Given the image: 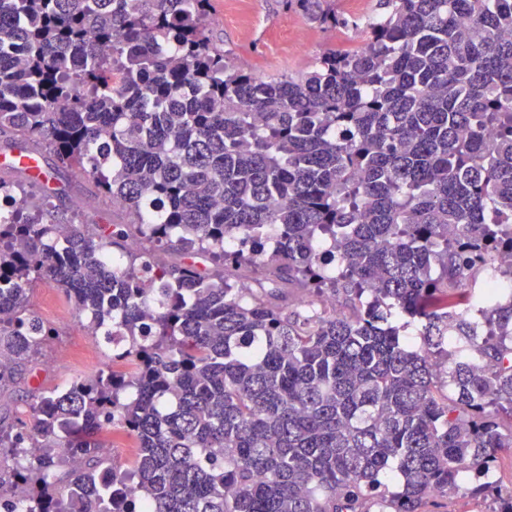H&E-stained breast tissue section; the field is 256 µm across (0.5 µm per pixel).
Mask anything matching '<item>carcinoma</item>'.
I'll use <instances>...</instances> for the list:
<instances>
[{
    "mask_svg": "<svg viewBox=\"0 0 512 512\" xmlns=\"http://www.w3.org/2000/svg\"><path fill=\"white\" fill-rule=\"evenodd\" d=\"M286 2L362 44L267 80L210 0H0V133L128 216L0 178V387L54 336L39 284L122 339L0 418L3 512H512V296L482 278L512 253V0ZM57 170L56 180L51 185L57 189L53 203L65 217L74 218L77 223L111 225V228L112 224H125V213L104 201L86 178L70 170ZM103 445L112 447V457L120 459L128 463L133 460L136 448H132L133 442L126 437L116 434L114 437L109 433L104 434L102 437ZM439 504H442L440 506ZM490 500L474 499L467 494L459 493L448 497V500H429L424 508V512H488L490 509Z\"/></svg>",
    "mask_w": 512,
    "mask_h": 512,
    "instance_id": "carcinoma-1",
    "label": "carcinoma"
}]
</instances>
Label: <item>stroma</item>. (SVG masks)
Wrapping results in <instances>:
<instances>
[{"instance_id": "35a3bbf8", "label": "stroma", "mask_w": 512, "mask_h": 512, "mask_svg": "<svg viewBox=\"0 0 512 512\" xmlns=\"http://www.w3.org/2000/svg\"><path fill=\"white\" fill-rule=\"evenodd\" d=\"M207 23L214 42L236 66L266 77L307 71L325 48L360 42L311 26L285 0H211ZM56 169L53 202L66 217L105 227L125 223V213L104 201L86 178ZM30 302L57 334L28 363L23 377L0 392V416L9 420L26 419L32 392L63 388L103 367L111 353L101 337L86 335L83 318L57 289L38 286Z\"/></svg>"}]
</instances>
